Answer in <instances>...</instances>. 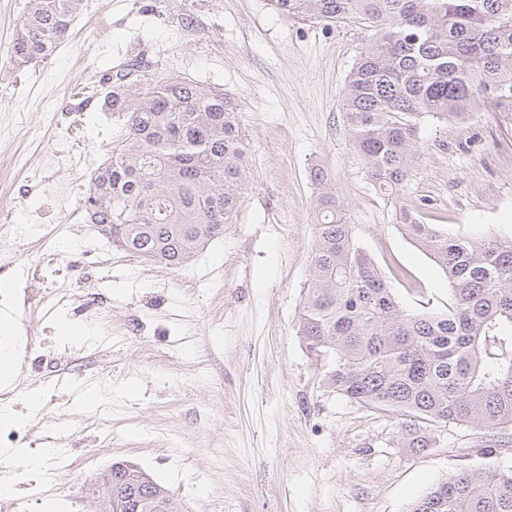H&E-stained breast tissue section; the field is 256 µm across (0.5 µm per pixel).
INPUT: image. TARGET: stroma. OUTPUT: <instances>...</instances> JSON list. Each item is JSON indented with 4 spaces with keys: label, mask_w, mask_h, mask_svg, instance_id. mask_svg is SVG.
<instances>
[{
    "label": "stroma",
    "mask_w": 512,
    "mask_h": 512,
    "mask_svg": "<svg viewBox=\"0 0 512 512\" xmlns=\"http://www.w3.org/2000/svg\"><path fill=\"white\" fill-rule=\"evenodd\" d=\"M26 0H0V156L24 152L37 182L0 197V252L14 250L31 289L68 293L51 315L0 312V331L27 333L7 390L25 452L44 433L73 465L50 496L43 472L22 471L12 495L31 512H96L83 487L115 462L140 467L181 512H408L439 481L495 463L512 468V429L484 455L488 431L454 423L411 448L396 415L334 392L296 334L310 286L322 169L383 272L402 268L408 310L443 306L448 280L397 227V205L425 224L512 235V130L479 112L465 124L425 120L399 201L378 194L350 141L343 88L372 39L355 23L325 26L274 12L267 0H87L46 59H11ZM224 88L241 108L252 179L235 223L178 268L113 246L98 225L62 212L84 200L93 171L125 128L104 111L97 71L128 61ZM70 137L82 162L48 158ZM20 224L53 225L69 251L93 245L87 278L50 272L37 244L16 246ZM112 311V333L78 317L90 300ZM39 392L38 410L25 403Z\"/></svg>",
    "instance_id": "1"
}]
</instances>
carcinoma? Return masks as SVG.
<instances>
[{"instance_id": "1", "label": "carcinoma", "mask_w": 512, "mask_h": 512, "mask_svg": "<svg viewBox=\"0 0 512 512\" xmlns=\"http://www.w3.org/2000/svg\"><path fill=\"white\" fill-rule=\"evenodd\" d=\"M277 12L375 31L349 74L343 110L355 151L384 197L399 201L426 119L460 124L493 112L512 127V0H269ZM85 0H27L12 44L19 65L46 59L68 37ZM103 104L125 138L93 173L88 223L112 244L178 268L234 223L248 181L249 142L224 89L140 65L107 69ZM316 199L311 285L297 334L324 380L346 398L404 418L414 448L448 423L512 427V236L423 224L398 208L400 228L448 278L444 307L397 300L327 177ZM118 481L142 500H174L139 471ZM409 512H512V470L494 464L453 475Z\"/></svg>"}]
</instances>
